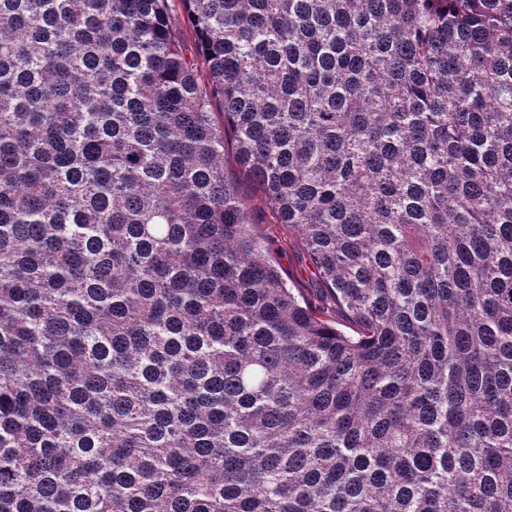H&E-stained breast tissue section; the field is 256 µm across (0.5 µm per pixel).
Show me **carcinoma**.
Here are the masks:
<instances>
[{"instance_id":"obj_1","label":"carcinoma","mask_w":512,"mask_h":512,"mask_svg":"<svg viewBox=\"0 0 512 512\" xmlns=\"http://www.w3.org/2000/svg\"><path fill=\"white\" fill-rule=\"evenodd\" d=\"M180 3L0 0V512H512V0ZM241 191L251 204L253 230L263 240H267L277 250V259L290 288L300 292L305 298L318 302L319 285L314 275L307 268L300 246L294 235L282 224H269L267 210L260 200L258 191L248 181H242Z\"/></svg>"}]
</instances>
